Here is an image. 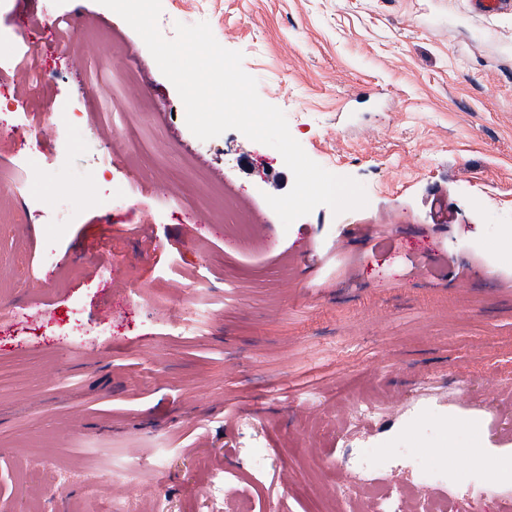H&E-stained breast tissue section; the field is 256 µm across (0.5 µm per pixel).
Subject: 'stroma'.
<instances>
[{"label":"stroma","mask_w":512,"mask_h":512,"mask_svg":"<svg viewBox=\"0 0 512 512\" xmlns=\"http://www.w3.org/2000/svg\"><path fill=\"white\" fill-rule=\"evenodd\" d=\"M50 15L80 22L67 52ZM201 21L368 204L283 227L265 201L293 185L278 151L196 138L118 14L10 0L0 28L26 40L0 65V171L24 189L0 197V512H233L242 494L254 512H349L361 449L382 452L385 485L418 445L460 479L493 460L483 500L458 495L512 512V12L162 0L165 38ZM62 55L51 81L25 77ZM76 103L80 134L43 128ZM228 204L249 236L215 223ZM365 399L398 409L346 424Z\"/></svg>","instance_id":"35a3bbf8"}]
</instances>
